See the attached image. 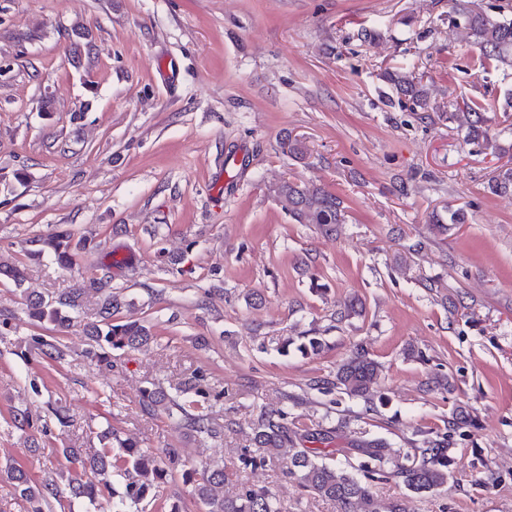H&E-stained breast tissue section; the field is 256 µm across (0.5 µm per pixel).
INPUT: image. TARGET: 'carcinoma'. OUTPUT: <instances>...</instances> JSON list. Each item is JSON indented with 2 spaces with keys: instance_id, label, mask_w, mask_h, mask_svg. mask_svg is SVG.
<instances>
[{
  "instance_id": "carcinoma-1",
  "label": "carcinoma",
  "mask_w": 512,
  "mask_h": 512,
  "mask_svg": "<svg viewBox=\"0 0 512 512\" xmlns=\"http://www.w3.org/2000/svg\"><path fill=\"white\" fill-rule=\"evenodd\" d=\"M492 13H487L473 0H448V23L460 30L467 43L479 51L485 63L512 64V0H494ZM389 81L398 94L417 107L427 105L424 87L407 72L392 73ZM450 116L461 113L467 124V139L482 141L494 153L504 151L497 137L484 129V112L496 109V99L484 103L448 104ZM489 189L495 194L512 195V168H506L492 178ZM274 196L284 199L288 213L300 224L337 226L344 223L342 201L331 191L295 181H284L274 189ZM34 243L40 248L34 253L53 254L62 266L72 265L75 256L86 250V240L75 238L72 230L57 231ZM97 295L94 319L85 325V333L92 341V355L111 369L119 367V359L112 353L140 349L153 342L149 327L139 322L118 321L116 316L125 306L120 294L112 291L111 276H92L79 288H72L51 299L30 298L29 316L39 323H48L65 329L81 309V298L86 293ZM32 342L48 359L65 361L67 352L59 345L35 336ZM382 366L361 346L338 369L333 385L352 397L369 399L370 390L377 384ZM143 410L149 414L164 413L175 421L183 435L199 443L215 444L224 440V423L213 413L211 394L206 376L194 371L175 386L170 394L159 384L142 390ZM255 450H246L240 463L255 468L267 462L288 460L285 473L313 495L333 502L336 512H382L369 480L376 474L401 479L404 486L415 494L431 492L448 485V443L445 440L422 441V446L399 455L382 438L363 439L352 447L359 451L362 461H350L349 449L325 448L338 437L341 426L334 425L309 432L295 421L288 420V410H262L252 421ZM102 448L83 456L79 448H65L78 470L67 479L65 488L55 483L34 485L20 468L8 470V478L15 492L29 504L28 512H49L52 501L67 496L72 504L84 507L104 494L112 497V512H139L151 495L156 480L176 471L180 455L169 448L159 455L141 448L131 441L120 442L119 448L110 447L112 431L98 435ZM307 441L322 444L320 448H301ZM338 454L344 457L339 465L327 464L319 457ZM183 479L191 486L192 496L202 505L204 512H287L281 502L265 487L244 488L234 495L224 494L226 473L224 463L206 461L200 467L183 469Z\"/></svg>"
}]
</instances>
